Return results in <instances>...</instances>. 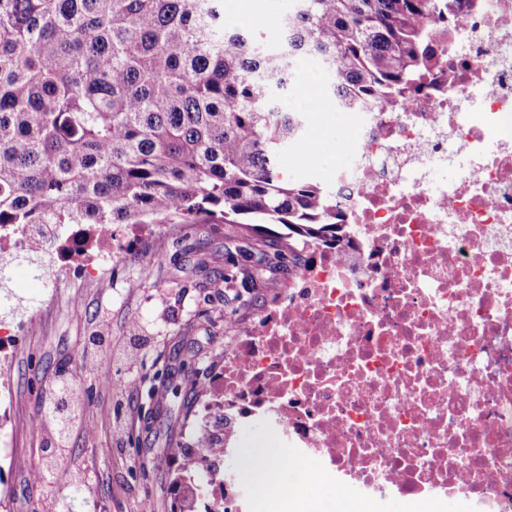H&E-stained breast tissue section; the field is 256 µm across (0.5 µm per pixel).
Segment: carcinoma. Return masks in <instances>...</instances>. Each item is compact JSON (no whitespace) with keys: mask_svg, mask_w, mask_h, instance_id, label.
Instances as JSON below:
<instances>
[{"mask_svg":"<svg viewBox=\"0 0 512 512\" xmlns=\"http://www.w3.org/2000/svg\"><path fill=\"white\" fill-rule=\"evenodd\" d=\"M448 0H295L272 25L230 22L224 0H0V227L7 224H280L296 242L347 237L336 196L279 166L309 111L288 104L301 61L329 77L336 112L417 85ZM174 512H197L188 450Z\"/></svg>","mask_w":512,"mask_h":512,"instance_id":"carcinoma-1","label":"carcinoma"}]
</instances>
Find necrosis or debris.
Instances as JSON below:
<instances>
[{"mask_svg": "<svg viewBox=\"0 0 512 512\" xmlns=\"http://www.w3.org/2000/svg\"><path fill=\"white\" fill-rule=\"evenodd\" d=\"M456 26L418 90L349 113L327 184L350 240L296 246L207 407L225 457L259 421L278 464L348 499L512 512V0H467Z\"/></svg>", "mask_w": 512, "mask_h": 512, "instance_id": "4bbe7bcc", "label": "necrosis or debris"}]
</instances>
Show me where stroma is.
<instances>
[{"label":"stroma","instance_id":"stroma-1","mask_svg":"<svg viewBox=\"0 0 512 512\" xmlns=\"http://www.w3.org/2000/svg\"><path fill=\"white\" fill-rule=\"evenodd\" d=\"M342 120L336 112L307 131V140L329 139V151L303 166L294 144L280 167L322 181L344 154ZM241 235L234 224L154 231L133 243L129 261L93 275L63 265L48 286L25 264L6 267L0 369L12 402L0 407V512H172L174 465L159 451L194 447L203 388L222 369L211 352L226 349L232 325L276 302L292 272ZM65 385L81 420L64 432L42 407ZM50 467L52 479L32 482ZM278 480L285 497L319 510L335 493L304 468Z\"/></svg>","mask_w":512,"mask_h":512}]
</instances>
